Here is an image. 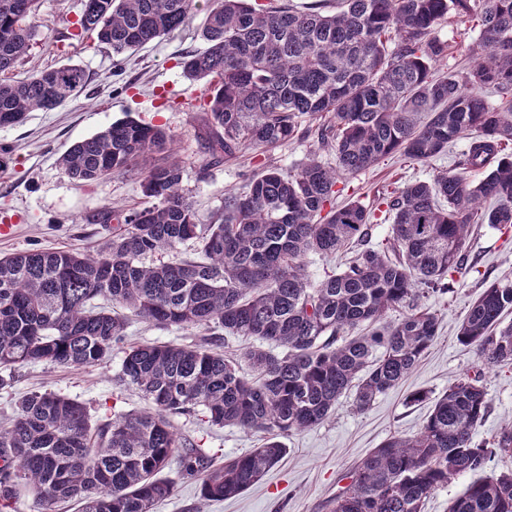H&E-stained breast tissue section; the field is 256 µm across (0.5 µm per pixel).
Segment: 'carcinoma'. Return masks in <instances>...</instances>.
<instances>
[{
    "label": "carcinoma",
    "mask_w": 512,
    "mask_h": 512,
    "mask_svg": "<svg viewBox=\"0 0 512 512\" xmlns=\"http://www.w3.org/2000/svg\"><path fill=\"white\" fill-rule=\"evenodd\" d=\"M275 5L210 0L204 48L180 62L185 76L209 82L208 152L294 140L307 116H327L321 148L336 167L312 157L295 174L273 164L224 192V206L199 223L182 187L183 167L164 130L130 116L71 145L61 170L86 183L141 170L144 205L106 207L97 221L123 219V230L95 256L26 251L0 257V387L29 364L73 368L104 362L123 342L128 317L99 298L162 327L200 326L255 342L246 356L256 377L204 344L129 345L120 382L148 410L91 423L81 403L34 392L0 428V512L22 489L44 510L75 500L81 512H155L173 493L160 477L179 459L183 475L202 476L204 498L237 496L286 454L277 437L320 425L359 380L364 411L395 388L438 334L437 316L416 297L448 290L467 269L475 224L512 230V0H338ZM39 0H0V127L51 111L87 86L74 64L11 76L28 56ZM195 0H84L78 38L130 58L187 26ZM479 29L483 55L453 73L437 35L444 22ZM494 91L499 103H488ZM468 140L455 167L377 198L336 204L339 174L354 175L400 153L427 161ZM481 169L472 181L467 172ZM391 217L386 247L370 244L376 213ZM196 239L200 255L147 264L145 259ZM358 245L344 269L311 283L309 253L332 255ZM404 309L393 322L388 312ZM512 280L481 293L460 325V341L484 368L512 364ZM366 336L345 338L362 324ZM271 345L279 351L265 349ZM201 409L206 422L269 434L261 447L209 467L173 419ZM487 410L478 380L459 378L412 437L392 436L349 471L331 512H424L428 495L452 478L484 471L496 451L512 450V427L489 448L474 441ZM449 512H512V473L470 484Z\"/></svg>",
    "instance_id": "obj_1"
}]
</instances>
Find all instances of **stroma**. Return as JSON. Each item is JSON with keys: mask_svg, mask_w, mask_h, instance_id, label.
<instances>
[{"mask_svg": "<svg viewBox=\"0 0 512 512\" xmlns=\"http://www.w3.org/2000/svg\"><path fill=\"white\" fill-rule=\"evenodd\" d=\"M207 0H197L193 24L138 51L122 67L111 53L92 41L74 40L82 0H42L36 19L38 36L16 77L63 64L81 66L88 75L85 90L62 106L29 113L23 124L0 128V218L12 223L9 235H0V256L28 250H70L94 254L110 242L113 227L100 224L103 208L140 207L144 201L141 177L130 172L91 183L71 180L58 166L61 154L75 142L111 123L133 117L164 128L177 143L183 166V187L192 197L201 222L221 208L224 193L242 189L247 178L274 162L296 172L311 156L331 165L333 154L320 150L311 128L318 119L305 118L304 133L290 143L267 152L243 150L236 157L210 162L202 105L208 83L187 78L179 65L184 52L201 48L198 25ZM439 37L451 50L440 60L439 72L457 70L477 58L479 33L444 24ZM459 140L446 154L427 162L393 154L352 176H340L344 198L372 206L379 194L405 188L417 181H432L465 150ZM470 270L448 280L446 293L429 294L419 303L437 314L439 334L417 366L397 387L378 396L365 411H356L353 393L340 398L335 413L321 425L285 436L286 455L242 494L222 501L202 498L200 479L181 474L171 460L163 478L172 482L173 494L156 512H330V501L347 484L351 466L394 435L411 436L426 423L437 398L456 379L481 374L488 409L475 431V441L491 444L512 425V365L480 371L472 347L461 343L457 329L469 308L490 284L512 279V244L490 225L476 226L466 241ZM126 343H211L237 359L242 371L250 366L243 354L247 341L212 333L202 327L161 328L134 320ZM123 352L114 348L109 359L92 367L61 368L38 363L22 369L14 382L0 389V424L12 417L17 400L31 392L52 391L87 407L93 421L114 414L142 410L146 403L132 389L119 386L115 377ZM176 431L202 449L208 465L240 456L260 447L265 435L235 426L204 423L201 414L176 418Z\"/></svg>", "mask_w": 512, "mask_h": 512, "instance_id": "obj_1", "label": "stroma"}]
</instances>
